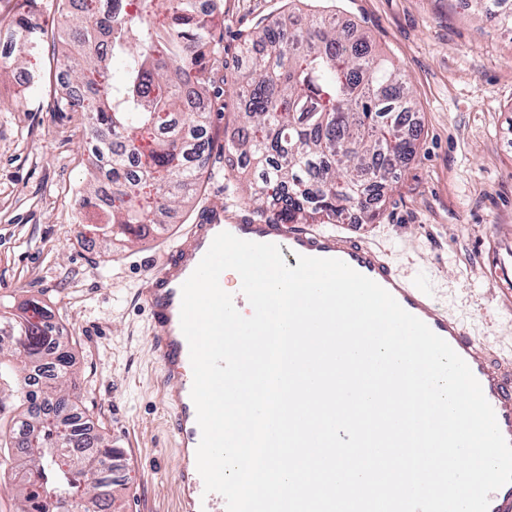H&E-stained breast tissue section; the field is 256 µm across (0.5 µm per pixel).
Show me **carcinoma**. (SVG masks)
Returning a JSON list of instances; mask_svg holds the SVG:
<instances>
[{"label":"carcinoma","mask_w":512,"mask_h":512,"mask_svg":"<svg viewBox=\"0 0 512 512\" xmlns=\"http://www.w3.org/2000/svg\"><path fill=\"white\" fill-rule=\"evenodd\" d=\"M23 0L15 24L18 58L39 49L41 24ZM194 0H83L66 11L62 65L73 90L59 89L51 112H82L96 167L79 208L107 240L141 237L202 188L213 155L211 112L203 106L224 62L216 19ZM252 54L232 86L228 145L246 158L247 217L280 224H334L352 209L367 224L414 157L417 134L403 115L413 106L401 69L374 54L365 34L322 13L304 26L292 15L261 22ZM124 77L112 78L113 58ZM30 314L0 312V458L10 462L16 512H112L123 464L87 435L75 363L37 302ZM14 371H49L14 412L3 399Z\"/></svg>","instance_id":"1"}]
</instances>
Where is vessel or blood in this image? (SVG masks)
<instances>
[{"mask_svg":"<svg viewBox=\"0 0 512 512\" xmlns=\"http://www.w3.org/2000/svg\"><path fill=\"white\" fill-rule=\"evenodd\" d=\"M227 231L238 238L279 245L289 267L299 256L336 258L386 289L410 314L445 339L465 360L492 406L502 435L512 442V366L503 363L472 336L465 325L442 308L429 289L403 274L386 252L360 237L311 224H272L244 217L241 207L210 203L203 218L190 225L146 279L140 296L150 319L146 342L158 364L165 391L169 429L177 438L179 463L174 481L184 494L185 512H226V501L205 493L196 468L201 439L191 398L193 383L189 346L180 327L181 286L194 272L214 237Z\"/></svg>","mask_w":512,"mask_h":512,"instance_id":"vessel-or-blood-1","label":"vessel or blood"}]
</instances>
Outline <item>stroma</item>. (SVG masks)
<instances>
[{
    "instance_id": "1",
    "label": "stroma",
    "mask_w": 512,
    "mask_h": 512,
    "mask_svg": "<svg viewBox=\"0 0 512 512\" xmlns=\"http://www.w3.org/2000/svg\"><path fill=\"white\" fill-rule=\"evenodd\" d=\"M283 2L224 0V75L242 64L246 35ZM314 8L367 34L406 72L419 134L380 223H361L353 211L342 231L381 245L472 335L512 359V314L496 278L512 243V31L461 0H316L296 23ZM38 11L39 54L0 76V300L19 315L41 300L68 341L91 426L124 464L115 512H180L177 449L140 289L208 200L244 205L224 181L233 125L223 97L211 95L210 176L163 230L118 248L88 241L77 198L91 169L89 127L82 113L47 108L58 94L64 19L57 0H38Z\"/></svg>"
}]
</instances>
